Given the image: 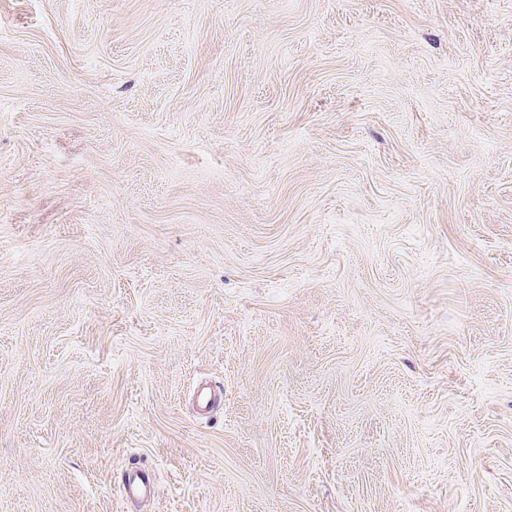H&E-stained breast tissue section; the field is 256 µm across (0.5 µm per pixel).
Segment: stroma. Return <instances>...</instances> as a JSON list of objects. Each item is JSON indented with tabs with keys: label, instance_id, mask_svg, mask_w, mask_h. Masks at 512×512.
Wrapping results in <instances>:
<instances>
[{
	"label": "stroma",
	"instance_id": "obj_1",
	"mask_svg": "<svg viewBox=\"0 0 512 512\" xmlns=\"http://www.w3.org/2000/svg\"><path fill=\"white\" fill-rule=\"evenodd\" d=\"M0 512H512V0H0ZM145 472L146 470L139 468H131L127 472L124 482V490L127 497L134 498L151 494L154 491L153 485L143 476Z\"/></svg>",
	"mask_w": 512,
	"mask_h": 512
}]
</instances>
